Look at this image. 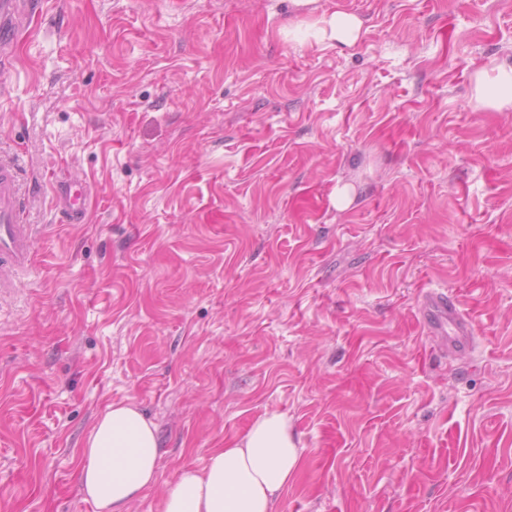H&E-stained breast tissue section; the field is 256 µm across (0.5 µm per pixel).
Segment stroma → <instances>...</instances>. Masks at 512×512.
<instances>
[{
    "label": "stroma",
    "instance_id": "obj_1",
    "mask_svg": "<svg viewBox=\"0 0 512 512\" xmlns=\"http://www.w3.org/2000/svg\"><path fill=\"white\" fill-rule=\"evenodd\" d=\"M340 1L350 47L312 28ZM43 2L0 71L35 252L0 302V512H96L77 467L119 401L161 448L128 512L272 411L302 446L279 512H512V110L472 102L512 0ZM89 196V186L81 179H62L55 187L56 206L64 211L70 224L86 221ZM419 314L426 334L440 340L449 354H470L474 350L473 323L455 297L445 292H426Z\"/></svg>",
    "mask_w": 512,
    "mask_h": 512
}]
</instances>
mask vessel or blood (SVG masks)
<instances>
[{
	"mask_svg": "<svg viewBox=\"0 0 512 512\" xmlns=\"http://www.w3.org/2000/svg\"><path fill=\"white\" fill-rule=\"evenodd\" d=\"M18 0H0V62H8L21 28ZM88 184L80 179L60 180L55 188L57 206L71 223L87 218ZM34 264L32 234L20 198L16 168L0 159V297L15 291L17 277ZM420 322L428 336L440 340L449 354L471 353L475 347L474 326L458 300L445 292L423 294Z\"/></svg>",
	"mask_w": 512,
	"mask_h": 512,
	"instance_id": "vessel-or-blood-1",
	"label": "vessel or blood"
}]
</instances>
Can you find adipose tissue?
<instances>
[{
    "label": "adipose tissue",
    "mask_w": 512,
    "mask_h": 512,
    "mask_svg": "<svg viewBox=\"0 0 512 512\" xmlns=\"http://www.w3.org/2000/svg\"><path fill=\"white\" fill-rule=\"evenodd\" d=\"M321 39L354 44L361 19L337 4L316 24ZM477 108L512 109V59L473 74ZM157 429L132 402L111 404L85 440L78 481L97 512H127L128 505L158 481ZM302 451L287 416L267 412L203 467L182 466L159 504V512H278L282 490L300 468Z\"/></svg>",
    "instance_id": "1"
}]
</instances>
